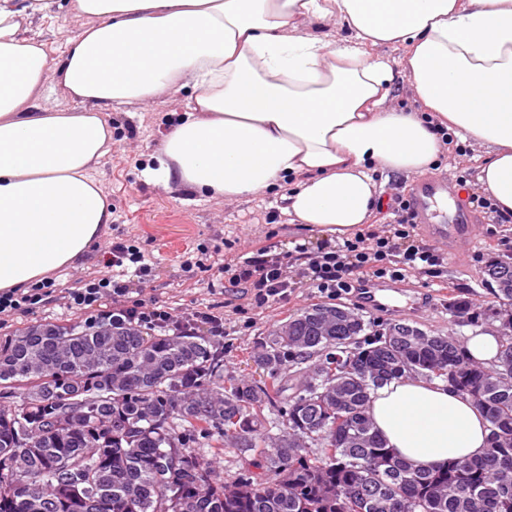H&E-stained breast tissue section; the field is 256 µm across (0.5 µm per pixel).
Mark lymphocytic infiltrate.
Returning a JSON list of instances; mask_svg holds the SVG:
<instances>
[{
    "mask_svg": "<svg viewBox=\"0 0 512 512\" xmlns=\"http://www.w3.org/2000/svg\"><path fill=\"white\" fill-rule=\"evenodd\" d=\"M391 209L394 220L390 229L381 233L362 230L353 238L324 245L312 255L302 244L295 245L293 254L288 256L260 247L252 256L236 263L230 282L236 287L251 288L256 302L266 304L285 295L298 279L318 293L338 299L373 278L399 281L413 274L438 277L443 263L439 251L408 241L414 220L409 200L395 197ZM107 266L106 274L65 289L69 307L83 311L92 324L124 317L151 329L176 326V319L165 306L148 304L132 295L135 279L143 277L149 269L136 245L113 244ZM54 285V279L49 278L26 288L1 291L0 315L39 307L53 294ZM106 288L112 291V309L95 312L94 307Z\"/></svg>",
    "mask_w": 512,
    "mask_h": 512,
    "instance_id": "f902f5d3",
    "label": "lymphocytic infiltrate"
}]
</instances>
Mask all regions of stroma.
<instances>
[{
	"mask_svg": "<svg viewBox=\"0 0 512 512\" xmlns=\"http://www.w3.org/2000/svg\"><path fill=\"white\" fill-rule=\"evenodd\" d=\"M49 2L47 17L35 19L32 30L58 60L82 21L70 12V0ZM192 96V89L185 88L152 103L106 111L105 118L112 127V150L97 164L94 175L112 210V222L77 265L53 271L52 277L60 287L73 286L75 281L91 278L103 269L114 242L135 244L151 266L149 276L136 286L140 299L159 302L176 319L189 320L192 332L223 352L225 376L256 377L260 370L251 351L260 338L289 315L323 302L324 297L298 283L282 299L259 307L250 289L230 286L228 274L218 271L220 264L249 257L261 246L283 255L301 243L313 252L324 243L336 241L337 236L317 226L291 223L277 188L224 202L150 182L145 171L154 166L167 133L190 111ZM485 157L483 148L467 143L462 151L442 153L422 176L405 179L377 174L379 194L369 219L371 227L384 230L393 220L391 199L412 195L419 179H448L454 185V194L463 197L479 191L478 175ZM461 175L467 179L463 187L456 184ZM476 229L473 244L438 243L444 255L441 277L409 276L388 281L392 296L385 308L371 307L355 294L342 298V305L362 315L374 331L402 321L464 341L477 332L495 329V320L470 323L448 310L452 296L481 304L492 302L484 267L495 258L512 256V223H480ZM190 257L205 259L208 270L186 269L184 262ZM209 314L222 318L223 335L212 334L205 321ZM83 320L81 312L67 308L63 299L54 296L37 312L18 313L1 321L0 342L39 322L70 324Z\"/></svg>",
	"mask_w": 512,
	"mask_h": 512,
	"instance_id": "obj_1",
	"label": "stroma"
}]
</instances>
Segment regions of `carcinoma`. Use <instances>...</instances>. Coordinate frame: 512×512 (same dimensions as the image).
I'll return each mask as SVG.
<instances>
[{
  "mask_svg": "<svg viewBox=\"0 0 512 512\" xmlns=\"http://www.w3.org/2000/svg\"><path fill=\"white\" fill-rule=\"evenodd\" d=\"M484 273L497 303L451 298L448 311L512 325V257ZM339 310L313 304L261 338L259 380L224 378L203 338L126 319L0 343V386L20 390L0 407V512H512V333L485 364L409 323L361 341L365 321ZM404 376L469 396L486 454L422 471L387 447L367 404ZM228 449L242 466L226 478Z\"/></svg>",
  "mask_w": 512,
  "mask_h": 512,
  "instance_id": "carcinoma-1",
  "label": "carcinoma"
}]
</instances>
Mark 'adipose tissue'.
<instances>
[{
  "instance_id": "adipose-tissue-1",
  "label": "adipose tissue",
  "mask_w": 512,
  "mask_h": 512,
  "mask_svg": "<svg viewBox=\"0 0 512 512\" xmlns=\"http://www.w3.org/2000/svg\"><path fill=\"white\" fill-rule=\"evenodd\" d=\"M48 8L0 0V291L73 265L111 224L93 175L112 149L104 110L186 87L192 110L145 171L164 187H277L293 223L348 232L375 205L371 170L423 172L441 127L486 148L480 187L512 215V0H71L83 25L58 62L24 30ZM332 19L339 41L307 29ZM399 77L418 110L389 108ZM51 78L73 108L35 106ZM367 412L417 469L488 447L482 411L437 380L391 381Z\"/></svg>"
}]
</instances>
